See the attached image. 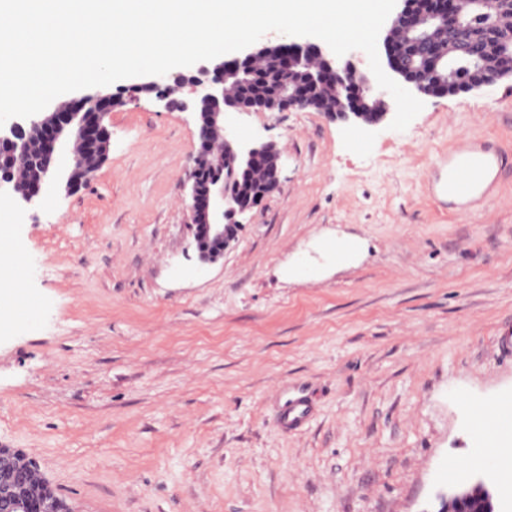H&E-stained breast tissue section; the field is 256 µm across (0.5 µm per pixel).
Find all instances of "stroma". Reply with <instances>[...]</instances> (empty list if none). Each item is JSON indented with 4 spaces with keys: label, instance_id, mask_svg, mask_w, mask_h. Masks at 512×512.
<instances>
[{
    "label": "stroma",
    "instance_id": "1",
    "mask_svg": "<svg viewBox=\"0 0 512 512\" xmlns=\"http://www.w3.org/2000/svg\"><path fill=\"white\" fill-rule=\"evenodd\" d=\"M422 101L402 132L234 115L280 186L212 265L183 203L197 117L144 94L79 192L0 198L36 301L0 294V445L70 512H441L474 408L512 401V78ZM478 148L501 180L463 213L443 161ZM308 408L309 403L305 395L290 399L288 409L278 419L279 424L289 430L300 428L306 420Z\"/></svg>",
    "mask_w": 512,
    "mask_h": 512
}]
</instances>
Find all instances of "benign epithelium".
<instances>
[{
	"instance_id": "1",
	"label": "benign epithelium",
	"mask_w": 512,
	"mask_h": 512,
	"mask_svg": "<svg viewBox=\"0 0 512 512\" xmlns=\"http://www.w3.org/2000/svg\"><path fill=\"white\" fill-rule=\"evenodd\" d=\"M315 52L324 62V70L311 75L310 80L322 78L339 92L338 111L331 116L339 119L353 117L367 125H377L385 113L369 112L361 93L352 90L353 79L361 77L364 86L370 87L367 75L359 74L353 58L356 51L338 57L333 52L313 42L283 40L277 44H262L243 55H233L226 60L218 57L208 65L180 73L176 76H150L143 83L135 84L115 93H97L82 97L66 109L51 113H38L24 122L11 118L0 127V148L12 155L10 167L0 169V191L7 190L15 198L28 205L34 204L44 190L56 184L69 196L79 192L94 172L92 167L80 166L78 157L66 149L68 143L79 147L84 154L101 163L108 156L111 131L105 118L112 109L125 103V97L140 94L152 96L167 107H177L197 114L199 149L188 174L190 188L186 197L188 227L191 231L198 260L203 265L218 262L224 252L236 241L240 226L238 217L255 208L276 191L280 185V153L273 142L248 143L238 139L236 130L226 122L230 113L251 112L254 106L229 103L226 99V83L230 73L243 71V64L257 57L282 51ZM512 72L485 69L474 82H468L462 90L469 91L491 85ZM188 86L192 97L176 101L171 98V84ZM312 93L303 84L285 82L270 102V111L285 112L304 110L311 101ZM40 139L41 149L37 157L29 151V135ZM224 143V173L217 174L206 188H201L196 172L210 165L203 156L202 148L216 141ZM264 167L267 181L258 188L244 193L240 189L241 172ZM33 465L25 454L14 449L0 448V512H23V498L8 492V488L20 484L32 476ZM477 499H491V491L478 481L462 480L448 494L444 512H467V505Z\"/></svg>"
}]
</instances>
